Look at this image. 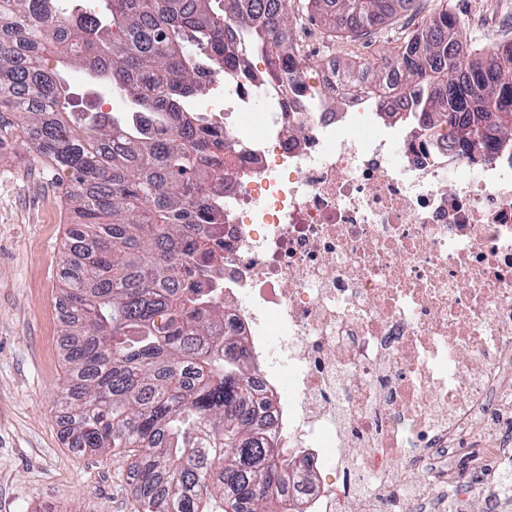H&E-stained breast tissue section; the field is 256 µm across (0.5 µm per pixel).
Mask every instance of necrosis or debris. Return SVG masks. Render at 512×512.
Instances as JSON below:
<instances>
[{
    "mask_svg": "<svg viewBox=\"0 0 512 512\" xmlns=\"http://www.w3.org/2000/svg\"><path fill=\"white\" fill-rule=\"evenodd\" d=\"M303 26L287 84L211 76L213 302L312 474L286 491L309 512H512V157L399 122L412 101L367 97Z\"/></svg>",
    "mask_w": 512,
    "mask_h": 512,
    "instance_id": "1",
    "label": "necrosis or debris"
}]
</instances>
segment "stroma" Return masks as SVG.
<instances>
[{
	"label": "stroma",
	"instance_id": "stroma-1",
	"mask_svg": "<svg viewBox=\"0 0 512 512\" xmlns=\"http://www.w3.org/2000/svg\"><path fill=\"white\" fill-rule=\"evenodd\" d=\"M477 0H415L412 11L375 28V42L343 54L342 62L393 58L413 25L449 7L468 44L493 41L469 18ZM81 108L123 111L110 89L91 92L87 76L61 68ZM62 174L33 163L28 141L0 142V512H140L125 454L72 448L57 407L65 383L61 298L62 251L70 229Z\"/></svg>",
	"mask_w": 512,
	"mask_h": 512
}]
</instances>
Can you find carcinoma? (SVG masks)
<instances>
[{
    "mask_svg": "<svg viewBox=\"0 0 512 512\" xmlns=\"http://www.w3.org/2000/svg\"><path fill=\"white\" fill-rule=\"evenodd\" d=\"M0 0V127L33 160L68 172L62 296L67 377L58 394L71 446L123 449L143 512H307L284 494L297 472L262 414L244 342L204 279L216 260L205 177L224 176V138L195 104L214 71L259 55L286 75L271 0ZM412 0H308L335 33L361 37ZM443 10L398 48L399 92L463 149H512V41L486 55ZM85 72L124 112H75L46 57Z\"/></svg>",
    "mask_w": 512,
    "mask_h": 512,
    "instance_id": "carcinoma-1",
    "label": "carcinoma"
}]
</instances>
